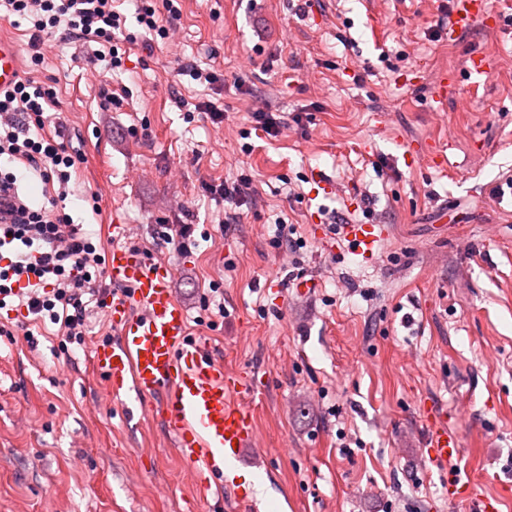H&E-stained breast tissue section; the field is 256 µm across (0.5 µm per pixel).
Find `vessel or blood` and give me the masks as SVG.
Listing matches in <instances>:
<instances>
[{"instance_id": "b4317fda", "label": "vessel or blood", "mask_w": 512, "mask_h": 512, "mask_svg": "<svg viewBox=\"0 0 512 512\" xmlns=\"http://www.w3.org/2000/svg\"><path fill=\"white\" fill-rule=\"evenodd\" d=\"M490 14L489 0H456L453 26L463 32ZM20 75L15 43L0 35V93L13 88ZM343 233L355 254L371 257L388 229L382 224H347ZM106 273L121 288L104 310L117 336L92 345L93 366L113 397L131 391L150 400V413L160 416L199 485H221L225 459L239 458L255 441L251 410L230 401L231 394L251 391L250 379L227 372L203 338L190 336L187 313L170 288L169 268L112 247L106 254ZM460 447L445 417L430 415L431 463L448 466L458 458ZM447 481L450 497L475 500L477 512H495L475 485L453 474Z\"/></svg>"}]
</instances>
